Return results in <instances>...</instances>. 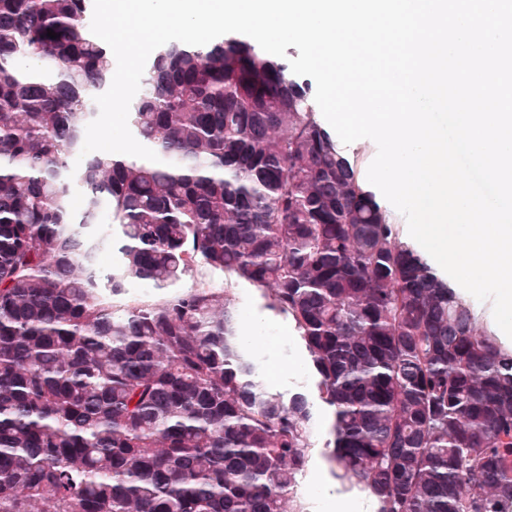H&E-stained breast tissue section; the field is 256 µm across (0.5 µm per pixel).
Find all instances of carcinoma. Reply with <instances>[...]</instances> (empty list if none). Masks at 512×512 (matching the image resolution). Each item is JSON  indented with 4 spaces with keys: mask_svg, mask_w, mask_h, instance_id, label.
Returning a JSON list of instances; mask_svg holds the SVG:
<instances>
[{
    "mask_svg": "<svg viewBox=\"0 0 512 512\" xmlns=\"http://www.w3.org/2000/svg\"><path fill=\"white\" fill-rule=\"evenodd\" d=\"M88 18L0 0V512H305L309 400L261 389L234 280L294 323L344 487L512 512V346L402 240L308 84L248 39L171 42L129 109L160 161L80 160L114 75ZM198 269L225 288L103 299ZM125 289L123 295L113 298L114 304L123 305L141 301H151L163 294V291L151 288L139 280H130Z\"/></svg>",
    "mask_w": 512,
    "mask_h": 512,
    "instance_id": "carcinoma-1",
    "label": "carcinoma"
}]
</instances>
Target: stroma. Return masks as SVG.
<instances>
[{
    "label": "stroma",
    "mask_w": 512,
    "mask_h": 512,
    "mask_svg": "<svg viewBox=\"0 0 512 512\" xmlns=\"http://www.w3.org/2000/svg\"><path fill=\"white\" fill-rule=\"evenodd\" d=\"M233 296L244 318L246 334L254 339L257 379L262 388L285 400L299 392L309 397L313 446L298 489L307 512H336L341 503L350 505L352 512H376L374 497L346 490L331 472L326 444L332 411L320 398L319 377L308 364L306 348L291 320L268 309L262 291L248 282H236Z\"/></svg>",
    "instance_id": "obj_1"
}]
</instances>
